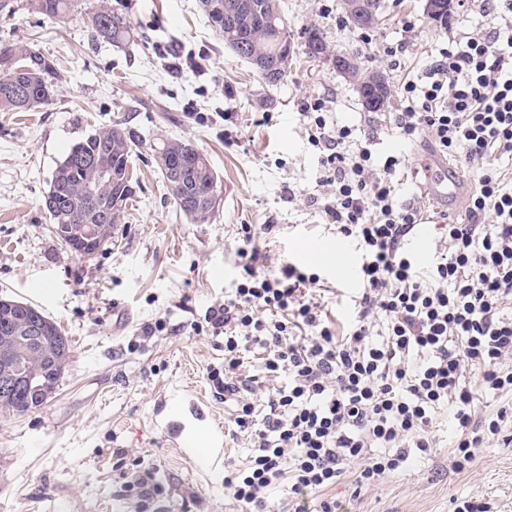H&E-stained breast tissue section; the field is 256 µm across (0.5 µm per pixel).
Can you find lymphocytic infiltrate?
<instances>
[{
	"label": "lymphocytic infiltrate",
	"instance_id": "lymphocytic-infiltrate-1",
	"mask_svg": "<svg viewBox=\"0 0 512 512\" xmlns=\"http://www.w3.org/2000/svg\"><path fill=\"white\" fill-rule=\"evenodd\" d=\"M411 103L395 113L401 138L428 133L441 153L480 164L467 219L449 225L428 278H419L404 242L419 221L395 200L400 155L375 165L372 151L348 148L349 127H328L310 113L311 144L324 150L328 210L336 231L362 250L364 288L356 322L337 334L311 292L320 277L295 264L257 271L248 254L234 292L211 307L208 322L224 336V366L209 368L217 393L231 401L232 421L247 436L246 463L224 477V492L245 512H270L267 492L284 485L278 512H309L310 494L336 485L347 466L357 486L378 483L413 454L433 446L431 428L451 408L457 431L454 469L512 428V402L488 416L472 408L469 374L483 389L512 394V189L482 163L512 155V36L494 46L483 37L448 46L424 85L409 82ZM275 312L266 321L259 310ZM266 352L272 386L256 396L245 375L243 344Z\"/></svg>",
	"mask_w": 512,
	"mask_h": 512
}]
</instances>
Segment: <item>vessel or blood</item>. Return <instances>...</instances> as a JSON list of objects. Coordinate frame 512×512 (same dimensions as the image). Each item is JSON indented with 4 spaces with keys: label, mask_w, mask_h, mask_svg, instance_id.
Returning <instances> with one entry per match:
<instances>
[{
    "label": "vessel or blood",
    "mask_w": 512,
    "mask_h": 512,
    "mask_svg": "<svg viewBox=\"0 0 512 512\" xmlns=\"http://www.w3.org/2000/svg\"><path fill=\"white\" fill-rule=\"evenodd\" d=\"M417 164L435 199L445 204L456 202L459 182L447 161L440 156L426 154L418 157ZM162 424L172 446L184 456L194 458L199 468L212 467L217 449L225 445L223 429L208 420L197 401L180 400L165 412Z\"/></svg>",
    "instance_id": "b4317fda"
}]
</instances>
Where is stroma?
Here are the masks:
<instances>
[{
  "mask_svg": "<svg viewBox=\"0 0 512 512\" xmlns=\"http://www.w3.org/2000/svg\"><path fill=\"white\" fill-rule=\"evenodd\" d=\"M0 48L42 53L57 71L49 105L0 112V296L34 305L57 321L71 358L52 399L23 415H0V512H149L124 484L150 471L167 512H239L224 496L225 463H245L250 444L229 421L207 369L224 361V338L206 320L242 274L243 226L265 269L291 262L321 276L323 317L336 330L355 321L353 277L361 251L348 241L344 258L314 266L307 253L337 239L324 209L330 189L321 180L322 149L309 140L306 107L321 103L328 125L351 128L353 142L371 137L382 159L405 154L393 178L398 201L417 203L429 237L426 275L436 261L443 221L463 222L477 186L476 166L453 158L463 182L454 210L432 201L415 171L416 154L431 151L428 136L402 142L394 114L404 107L403 84H423L449 42L505 33L501 0H470L447 26L433 23L424 0H384L376 26L347 24L340 0H278L295 46L306 28H319L333 52L357 55L383 74L391 89L382 112L362 106L353 83L328 61L297 54L283 81L266 83L224 44L199 0H78L51 17L30 0H5ZM107 6L132 24L131 40L93 39L89 12ZM415 23L406 30L404 21ZM122 123L140 136L132 156L135 195L112 239L97 253L70 252L51 231L42 200L57 164L97 130ZM162 139L192 145L220 181L219 204L204 224L176 207L151 147ZM202 401L222 425L224 459L198 469L171 448L157 408L172 390ZM428 455L410 456L379 484L356 487L344 475L327 491L344 512H452L453 498L490 500L492 512H512V446L479 449L469 469L448 459L456 435L439 415Z\"/></svg>",
  "mask_w": 512,
  "mask_h": 512,
  "instance_id": "1",
  "label": "stroma"
}]
</instances>
